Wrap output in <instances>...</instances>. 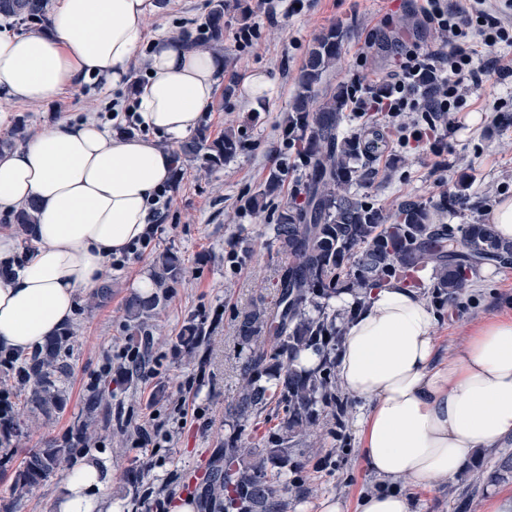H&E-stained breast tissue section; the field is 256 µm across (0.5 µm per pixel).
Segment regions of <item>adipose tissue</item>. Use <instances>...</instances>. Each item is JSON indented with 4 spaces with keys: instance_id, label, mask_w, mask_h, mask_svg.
Returning a JSON list of instances; mask_svg holds the SVG:
<instances>
[{
    "instance_id": "1",
    "label": "adipose tissue",
    "mask_w": 512,
    "mask_h": 512,
    "mask_svg": "<svg viewBox=\"0 0 512 512\" xmlns=\"http://www.w3.org/2000/svg\"><path fill=\"white\" fill-rule=\"evenodd\" d=\"M153 0H53L47 27L0 30V122L11 104L48 106L94 79L135 89L140 134L112 131L96 115L55 120L0 153V211L36 202L30 249L0 227V347L29 351L70 321L77 296L96 286L112 257L144 235L151 207L171 183L174 158L157 143L198 125L219 89L223 54L188 49L160 30L147 73L130 64ZM355 309L339 350L342 388L362 401L358 421L379 488L359 491L356 512H417L411 487L460 471L471 454L512 435V318L484 321L440 350L437 315L417 289L392 282L345 292ZM107 464L92 454L60 487L56 512H112Z\"/></svg>"
}]
</instances>
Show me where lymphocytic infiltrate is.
<instances>
[{
  "instance_id": "1",
  "label": "lymphocytic infiltrate",
  "mask_w": 512,
  "mask_h": 512,
  "mask_svg": "<svg viewBox=\"0 0 512 512\" xmlns=\"http://www.w3.org/2000/svg\"><path fill=\"white\" fill-rule=\"evenodd\" d=\"M486 0H473L469 10L446 7L442 0H427L424 14L438 30L442 42L424 52H412L400 62L387 93L382 98L353 95L358 112L407 111L445 113L461 105L463 84L480 85L484 78L512 74V60H482L480 47L512 46V0H500L497 10L485 7ZM426 73L441 76L440 90L431 101H418L417 79Z\"/></svg>"
}]
</instances>
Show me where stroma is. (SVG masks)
I'll return each instance as SVG.
<instances>
[{
	"mask_svg": "<svg viewBox=\"0 0 512 512\" xmlns=\"http://www.w3.org/2000/svg\"><path fill=\"white\" fill-rule=\"evenodd\" d=\"M300 11L277 13L267 19L260 0H229L224 12V56L229 68L225 82L235 84L231 95H218L202 122L211 137L234 130L241 145L237 153L212 171L198 163L186 165L179 184L171 186L170 203L158 215L163 233L142 255L125 267H106V299L81 293L69 323L74 336L69 356L71 373L65 382L66 405L44 414L24 407L17 388L5 385L10 368L0 365V406L20 411V431L0 436V512H54V495L70 466L61 464L29 492L18 494L17 472L35 448L49 439H64L84 421V403L92 386L105 393L106 403L88 421L89 442L74 451V459L99 453L109 464L110 497L114 512H144L145 489L189 499L194 512H210L199 499L214 466L224 455V441L239 436L246 448L260 449L277 432L281 418L229 415L240 388V344L236 324L252 309L274 311L284 256L271 239L270 227L291 198L307 184L303 168L283 174L279 195L260 207L247 201L266 181L277 160L288 157L283 134L288 107L295 93V77L313 39L330 28L342 35V55L318 88L331 95L338 85L361 83L369 89L389 83L408 51L433 45L437 37L421 12L423 0H301ZM157 9L146 16V37L158 30L196 37L210 13L211 0H155ZM243 26L256 29L251 47L234 41ZM264 75L268 91L251 98L241 88L249 74ZM458 112L438 122L435 138L399 143L401 117L378 113L387 128L383 151L370 164L354 192L391 212L407 200L433 201V221L459 228L490 222L494 207L512 199V125H501V113H512V76L489 77L476 88L464 87ZM127 89L99 80L83 91L63 97L51 108L18 103L10 121L0 126V139L15 131L30 134L46 117L80 118L97 113L107 119L113 101L128 100ZM466 179L467 199L456 207L439 203ZM176 254L184 267L164 307L149 323L150 337L132 336L124 303L132 295V281L152 270L161 253ZM423 298L437 314L436 336L442 348L458 344L482 320L512 315V267L485 264L473 276V287L455 308L438 303L432 276H425ZM205 327L207 336L193 355L183 356L175 344L188 322ZM148 350L147 373L131 383L117 376L123 351ZM349 414L337 423L330 408L320 411L314 444L295 450L299 462L289 472L282 492V512H318L327 497L339 499L344 512H354L359 489L376 486L359 442L356 422L362 403L348 401ZM158 428V444L134 445L137 428ZM512 439L499 448L476 454L467 474L440 478L431 488L414 490L419 512H487L488 504L512 498Z\"/></svg>",
	"mask_w": 512,
	"mask_h": 512,
	"instance_id": "obj_1",
	"label": "stroma"
}]
</instances>
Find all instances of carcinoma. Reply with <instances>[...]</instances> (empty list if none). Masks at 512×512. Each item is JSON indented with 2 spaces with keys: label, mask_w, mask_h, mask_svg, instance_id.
<instances>
[{
  "label": "carcinoma",
  "mask_w": 512,
  "mask_h": 512,
  "mask_svg": "<svg viewBox=\"0 0 512 512\" xmlns=\"http://www.w3.org/2000/svg\"><path fill=\"white\" fill-rule=\"evenodd\" d=\"M49 0H0V16L21 23L46 18ZM224 0H213L205 37L189 46L215 49L224 43ZM342 34L335 28L314 39L297 74V92L284 126L294 165L308 170V184L301 202H290L271 228L272 240L287 258L279 281L278 313L257 308L237 323V336L248 353L242 358L241 387L229 413L247 419L276 403L285 407L280 432L266 442L249 465L240 464L238 441H224V466L212 472L202 497L224 507V512H279L280 492L288 487V471L295 467L292 448L311 435L318 406L332 408L336 421L348 405L336 389L332 351L343 341L345 321H337L329 300L341 288L380 287L392 280L405 281L414 268L431 267L434 287L450 301L465 296L470 273L487 261L512 265V241L498 237L490 223L465 224L453 230L430 222V205L407 200L390 214L351 192L377 156L382 141L375 129L343 136L350 121L346 107L351 89L338 86L331 97L318 101L315 88L326 70L341 59ZM239 142L230 131L210 139L206 126L179 146L183 159L201 160L211 171L234 156ZM283 168L273 170L265 189L248 200L272 196L281 188ZM34 205L13 215L23 234L31 233ZM154 291L147 297L127 299L126 317L142 333L155 311L165 304L169 288L183 276L182 262L173 253L154 262ZM274 336V345L261 346L262 337ZM73 336L63 329L36 347L30 355L10 354L14 383L24 391V406L44 413L64 406L62 385L68 378L67 352ZM204 336L190 324L180 335V345L190 354ZM315 352L320 363L312 370L299 366L300 355ZM268 382L261 383L263 377ZM86 441L85 425L75 427L65 440H48L25 461L14 488L27 490L45 480L72 448Z\"/></svg>",
  "instance_id": "carcinoma-1"
}]
</instances>
